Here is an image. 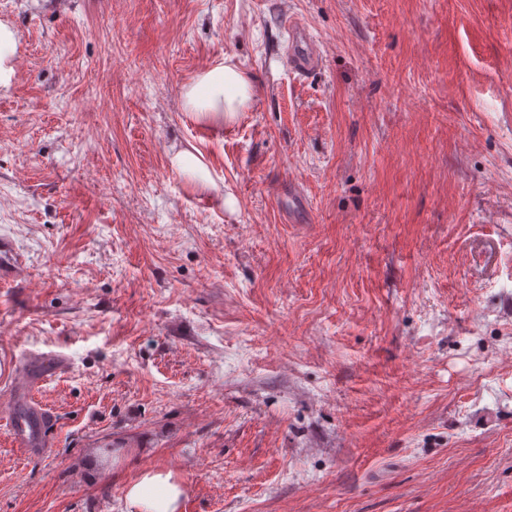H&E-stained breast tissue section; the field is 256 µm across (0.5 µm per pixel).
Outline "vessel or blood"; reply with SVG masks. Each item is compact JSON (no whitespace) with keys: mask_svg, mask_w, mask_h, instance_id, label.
<instances>
[{"mask_svg":"<svg viewBox=\"0 0 512 512\" xmlns=\"http://www.w3.org/2000/svg\"><path fill=\"white\" fill-rule=\"evenodd\" d=\"M292 44L288 48V66L296 72H306L316 67L320 57L309 44L303 29L289 23ZM69 361L61 353H36L28 357L24 373L12 386L11 408L7 418L8 430L16 446L29 454L46 453L52 412L37 397V391L47 380L65 371Z\"/></svg>","mask_w":512,"mask_h":512,"instance_id":"b4317fda","label":"vessel or blood"}]
</instances>
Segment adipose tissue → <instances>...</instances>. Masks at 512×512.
I'll return each instance as SVG.
<instances>
[{
	"label": "adipose tissue",
	"instance_id": "ef3b65f1",
	"mask_svg": "<svg viewBox=\"0 0 512 512\" xmlns=\"http://www.w3.org/2000/svg\"><path fill=\"white\" fill-rule=\"evenodd\" d=\"M186 111L206 117L224 114L232 119L247 111L254 99V84L232 57H224L183 89ZM183 486L172 473L148 470L126 484V512H178Z\"/></svg>",
	"mask_w": 512,
	"mask_h": 512
}]
</instances>
